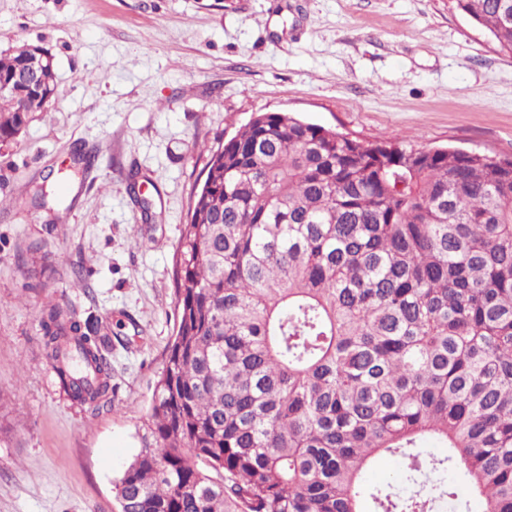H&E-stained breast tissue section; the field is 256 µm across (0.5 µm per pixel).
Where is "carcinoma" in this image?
<instances>
[{
    "instance_id": "obj_1",
    "label": "carcinoma",
    "mask_w": 512,
    "mask_h": 512,
    "mask_svg": "<svg viewBox=\"0 0 512 512\" xmlns=\"http://www.w3.org/2000/svg\"><path fill=\"white\" fill-rule=\"evenodd\" d=\"M451 2L512 55V0ZM56 90L0 102V143ZM175 288L120 512H470L450 471L512 512V158L258 112L211 152ZM42 325L72 398L109 402L107 337L57 304ZM381 454L402 485L364 484Z\"/></svg>"
}]
</instances>
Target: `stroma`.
<instances>
[{
  "label": "stroma",
  "instance_id": "1",
  "mask_svg": "<svg viewBox=\"0 0 512 512\" xmlns=\"http://www.w3.org/2000/svg\"><path fill=\"white\" fill-rule=\"evenodd\" d=\"M23 43L57 91L0 143V512H119L191 194L254 113L512 156V56L449 0H0V51ZM50 303L112 339L99 409L46 356Z\"/></svg>",
  "mask_w": 512,
  "mask_h": 512
}]
</instances>
